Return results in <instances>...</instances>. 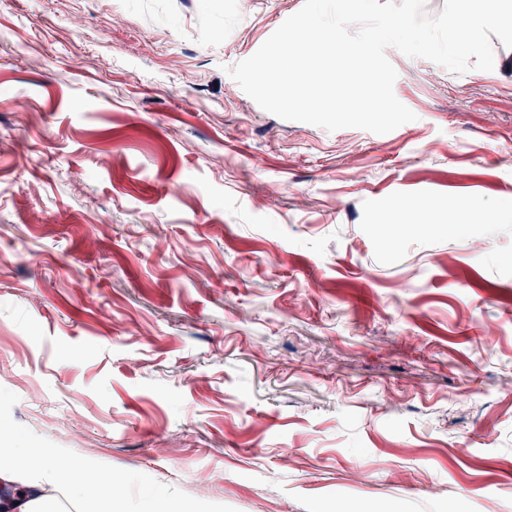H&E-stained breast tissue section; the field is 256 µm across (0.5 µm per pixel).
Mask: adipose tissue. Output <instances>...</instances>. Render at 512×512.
I'll return each mask as SVG.
<instances>
[{
    "label": "adipose tissue",
    "mask_w": 512,
    "mask_h": 512,
    "mask_svg": "<svg viewBox=\"0 0 512 512\" xmlns=\"http://www.w3.org/2000/svg\"><path fill=\"white\" fill-rule=\"evenodd\" d=\"M92 463L73 458L61 463L49 454L29 448H0V481L17 484L21 492L6 502L7 512H45L46 486L66 488L69 495L102 499L106 512H128L116 486L91 479Z\"/></svg>",
    "instance_id": "obj_1"
}]
</instances>
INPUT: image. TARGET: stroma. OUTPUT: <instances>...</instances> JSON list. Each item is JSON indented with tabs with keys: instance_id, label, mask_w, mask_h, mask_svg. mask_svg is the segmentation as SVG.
Listing matches in <instances>:
<instances>
[{
	"instance_id": "obj_1",
	"label": "stroma",
	"mask_w": 512,
	"mask_h": 512,
	"mask_svg": "<svg viewBox=\"0 0 512 512\" xmlns=\"http://www.w3.org/2000/svg\"><path fill=\"white\" fill-rule=\"evenodd\" d=\"M236 2L0 0V442L130 512H512V48H387L415 121L329 131L227 72L304 0Z\"/></svg>"
}]
</instances>
